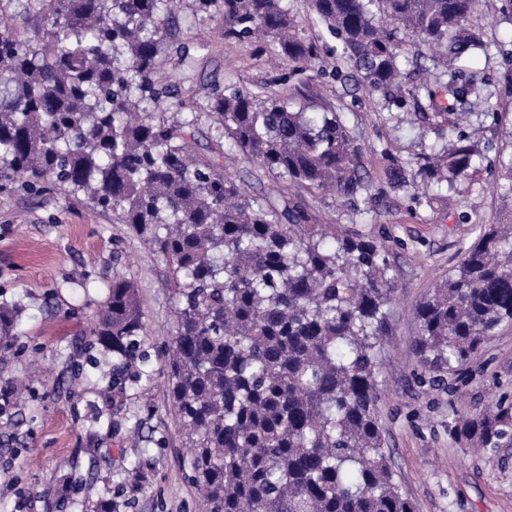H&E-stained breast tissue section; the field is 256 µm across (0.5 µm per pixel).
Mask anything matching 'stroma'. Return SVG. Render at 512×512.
I'll list each match as a JSON object with an SVG mask.
<instances>
[{
	"label": "stroma",
	"instance_id": "stroma-1",
	"mask_svg": "<svg viewBox=\"0 0 512 512\" xmlns=\"http://www.w3.org/2000/svg\"><path fill=\"white\" fill-rule=\"evenodd\" d=\"M501 0H482L489 18L483 30L487 56L470 68L494 80L469 95L468 131L485 145V157L454 189L429 188L410 197L386 189L382 144L412 161L435 133L416 119L430 100L454 99L445 85L429 83L403 107L385 108L377 96L331 79L313 91L343 107L364 149V166L386 193L378 205L352 206L334 194L309 197L314 223L337 224L382 242L397 290L388 311L392 332L380 348L382 388L378 421L402 492L416 512H512V446L467 452L451 439L455 418L500 397L512 399V325L497 330L481 353L432 384L413 344L417 312L434 284L457 266L481 225L512 220L502 196L501 162L512 159V14ZM170 39L189 56L172 55L163 76L180 81L184 111L204 104L213 85L240 81L254 92L286 94L301 76L270 63L262 43L225 42L217 20L192 14L184 0L168 20ZM230 172L261 200L286 193L288 184L239 159ZM130 279L139 291L151 377L131 389L119 411L100 414V389L111 385L101 355L83 351L78 370L59 359L89 328L113 277ZM20 303L14 351L0 359V389L22 394L0 418V512H46L63 484L60 460L71 459L81 482L66 512H91L110 491L116 512H204L184 479L182 427L162 378L172 298L164 261L130 231L64 191L0 187V303ZM24 458L14 459L17 447Z\"/></svg>",
	"mask_w": 512,
	"mask_h": 512
}]
</instances>
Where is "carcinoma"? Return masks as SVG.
I'll return each mask as SVG.
<instances>
[{
    "label": "carcinoma",
    "instance_id": "cac0c4a2",
    "mask_svg": "<svg viewBox=\"0 0 512 512\" xmlns=\"http://www.w3.org/2000/svg\"><path fill=\"white\" fill-rule=\"evenodd\" d=\"M171 0H0V180L64 190L112 214L168 266L173 323L163 376L183 429L185 478L206 512H415L395 480L377 406L378 350L397 285L385 246L310 223L303 193L371 191L363 147L344 112L299 89L258 94L215 86L181 112L168 60ZM480 0H310L311 23L336 41L321 65L288 0H193L228 42L265 39L283 64L352 80L401 106L407 58L394 35L444 52L441 76L475 90L465 62L487 51ZM208 122L222 156H238L298 193L261 202L223 160L189 157ZM391 188L452 186L475 168L459 131L415 162L389 145ZM21 308L0 304V349ZM414 351L433 373L469 362L512 325V226L486 224L418 311ZM138 289L107 286L89 347L112 360L117 403L148 375ZM463 448L512 445V403L450 426Z\"/></svg>",
    "mask_w": 512,
    "mask_h": 512
}]
</instances>
